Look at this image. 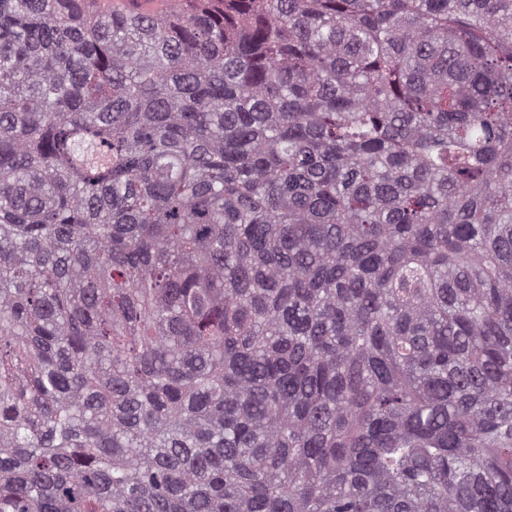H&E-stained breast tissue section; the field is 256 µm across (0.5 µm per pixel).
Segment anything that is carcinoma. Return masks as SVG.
<instances>
[{
	"label": "carcinoma",
	"instance_id": "obj_1",
	"mask_svg": "<svg viewBox=\"0 0 512 512\" xmlns=\"http://www.w3.org/2000/svg\"><path fill=\"white\" fill-rule=\"evenodd\" d=\"M0 0V512H512V0Z\"/></svg>",
	"mask_w": 512,
	"mask_h": 512
}]
</instances>
